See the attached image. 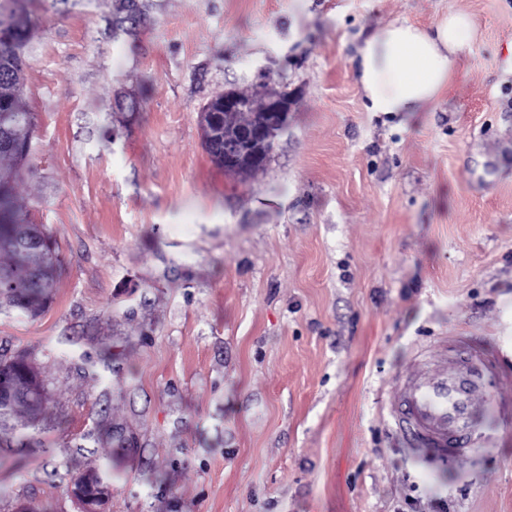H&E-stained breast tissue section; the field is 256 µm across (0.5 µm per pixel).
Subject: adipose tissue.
Wrapping results in <instances>:
<instances>
[{
  "label": "adipose tissue",
  "mask_w": 512,
  "mask_h": 512,
  "mask_svg": "<svg viewBox=\"0 0 512 512\" xmlns=\"http://www.w3.org/2000/svg\"><path fill=\"white\" fill-rule=\"evenodd\" d=\"M475 29L458 11L423 26L392 22L363 39L354 58L356 82L367 111L419 112L449 90Z\"/></svg>",
  "instance_id": "1"
}]
</instances>
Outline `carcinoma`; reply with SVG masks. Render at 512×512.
Here are the masks:
<instances>
[{
  "instance_id": "obj_1",
  "label": "carcinoma",
  "mask_w": 512,
  "mask_h": 512,
  "mask_svg": "<svg viewBox=\"0 0 512 512\" xmlns=\"http://www.w3.org/2000/svg\"><path fill=\"white\" fill-rule=\"evenodd\" d=\"M0 311L16 310L26 316L38 315L57 286L61 261L52 236L44 225L29 221L15 199V185L21 176L18 152L31 146L34 121L22 103L24 92L22 52L29 40L27 17L0 3ZM264 100L250 95L249 106L238 113L237 124L264 123ZM235 128L219 126L206 151L219 167L224 166V136ZM274 142L253 144L246 149L242 164L245 176L265 167ZM20 397L0 405V437H26L47 407V397L26 388L20 375L13 379Z\"/></svg>"
}]
</instances>
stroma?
Segmentation results:
<instances>
[{"label":"stroma","mask_w":512,"mask_h":512,"mask_svg":"<svg viewBox=\"0 0 512 512\" xmlns=\"http://www.w3.org/2000/svg\"><path fill=\"white\" fill-rule=\"evenodd\" d=\"M35 135L15 185L61 275L0 315L50 392L0 445V512H512V0H15ZM465 11L451 92L366 111L365 35ZM295 92L247 180L204 150L230 89ZM490 361L467 453L409 447L395 380L446 339ZM110 494L111 486L96 483L89 476H78L69 486V495L80 506L82 512H104Z\"/></svg>","instance_id":"obj_1"}]
</instances>
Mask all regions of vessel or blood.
Here are the masks:
<instances>
[{"label": "vessel or blood", "instance_id": "obj_1", "mask_svg": "<svg viewBox=\"0 0 512 512\" xmlns=\"http://www.w3.org/2000/svg\"><path fill=\"white\" fill-rule=\"evenodd\" d=\"M479 366L465 357L397 384L391 415L413 447L428 449L436 458L458 456L469 447L481 390Z\"/></svg>", "mask_w": 512, "mask_h": 512}]
</instances>
